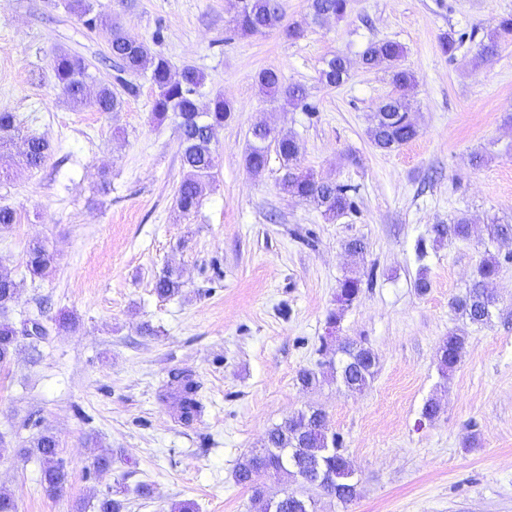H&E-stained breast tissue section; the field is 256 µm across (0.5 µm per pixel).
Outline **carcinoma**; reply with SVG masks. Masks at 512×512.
I'll return each instance as SVG.
<instances>
[{
	"label": "carcinoma",
	"mask_w": 512,
	"mask_h": 512,
	"mask_svg": "<svg viewBox=\"0 0 512 512\" xmlns=\"http://www.w3.org/2000/svg\"><path fill=\"white\" fill-rule=\"evenodd\" d=\"M235 29L242 35H255L284 28L292 39L304 33L309 23L320 24L328 17L341 19L347 12L348 0H309L305 19L283 26L284 13L281 0H237ZM65 7L79 16L91 29L106 33L112 57L122 70L136 73L149 80L155 92L152 107L154 120L162 122L172 112L180 118L181 164L184 175L176 191L178 209L189 214L199 205L205 190L214 182L218 168L216 153L212 148L215 128L224 125L233 112L232 105L218 93L210 99L207 111L199 109L197 95L204 84V75L192 66L173 70L164 56L154 54L148 45L118 20H109L94 13L92 0H64ZM512 41V14L505 15L489 30L486 39L478 44L475 60L496 54L501 46ZM403 47L393 41L369 43L362 52V61L370 68L383 66L390 73L391 83L398 89L415 83V75L398 66ZM58 86L67 100L75 107L86 104L99 112H117L122 100L109 86L100 87L89 95L88 64L75 54L64 50L54 53L51 62ZM321 82L328 87L341 85L348 77L347 59L334 55L324 61L319 72ZM257 85L269 97L284 98L287 104L305 105V90L300 85L285 86L281 76L272 69L257 75ZM410 103L402 96H391L383 101L374 115L369 137L376 148L392 151L418 135ZM275 143L282 160L283 189L310 201L323 209L324 214L335 218L351 209L352 201L347 188L315 178L300 171L297 163L298 145L294 137L284 134L274 136L272 130L257 124L252 128L251 141L246 155L248 169L255 174L263 172L268 164L270 143ZM0 145L17 147L25 165L40 168L51 153L49 141L42 137L25 136L16 123L15 115L0 111ZM432 232L438 239L448 236L466 239L471 225L463 217L448 224H435ZM54 261V255L41 241L31 243L27 249L26 269L31 279L43 277ZM500 263L493 256L483 258L478 267V279L464 295L451 302L452 308L474 325L491 321L497 296L490 285L496 278ZM361 279L352 269L339 282L337 301L351 305L360 291ZM180 274L166 270L155 282L154 290L160 296L171 297L181 292ZM18 284L10 277L0 275V316L15 302ZM20 342V328L7 319H0V365L11 360ZM466 338L448 335L440 355V370L446 377L459 362L465 349ZM374 350L356 340H344L334 352V357L321 364V369H303L297 379L302 387L312 389L330 376L339 380L351 391H362L374 379L378 366ZM171 384L179 394V420L185 425L197 421L204 406L198 398V383L181 372L172 374ZM25 453L42 462L41 483L47 495L57 494L68 481V471L58 457L56 438L47 432L38 434L29 442ZM342 443L338 435L330 432L326 412L310 406L288 417L266 433L258 448L250 449L235 470L236 482L253 492V500L264 497V480L276 479L283 484L281 498L288 504L286 512H316V501L311 490H319L329 497L346 504L357 495V482L339 478L342 470Z\"/></svg>",
	"instance_id": "1"
}]
</instances>
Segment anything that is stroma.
Segmentation results:
<instances>
[{
    "mask_svg": "<svg viewBox=\"0 0 512 512\" xmlns=\"http://www.w3.org/2000/svg\"><path fill=\"white\" fill-rule=\"evenodd\" d=\"M175 68L203 72L200 105L224 94L234 111L215 133L220 167L194 213L182 214L176 119L153 121L143 77L121 71L105 35L89 29L63 0H0V109L23 133L50 141L45 165L10 168L0 205L17 222L0 229V272L19 285L13 322L40 318L36 344L20 340L0 366V489L18 512H98L114 483L127 492L122 512H254L252 491L234 471L267 431L298 410L319 406L339 434L358 483L350 503L319 496L318 512H512V240L493 241L487 224H512V42L475 62L476 45L512 0H349L342 19L292 40L274 30L241 36L235 0H95ZM461 45L446 56L440 38ZM404 48L415 83L404 95L419 134L390 152L369 137L373 114L395 88L380 68L361 64L372 41ZM83 57L89 88L106 85L118 112L72 106L51 69L56 51ZM340 54L349 78L329 88L323 62ZM302 85L306 107L260 92V70ZM259 122L293 135L299 164L354 188L355 207L329 218L285 193L281 160L269 151L252 174L245 155ZM484 157L472 163L474 154ZM108 192H100L101 177ZM469 238L435 241L431 228L456 217ZM366 245L360 292L339 306L351 267L344 245ZM46 241L55 263L42 280L24 275L30 242ZM503 264L490 324L456 314L486 254ZM181 272L179 295L161 297L163 270ZM430 287L419 293L418 276ZM340 336L365 341L379 357L363 392L328 379L297 382L316 368L330 312ZM75 316L76 328L59 319ZM465 336L450 377L438 349ZM192 374L204 411L192 425L175 416L171 371ZM440 411L422 416L429 399ZM53 434L69 472L47 496L41 463L20 450ZM109 449L96 471L92 445ZM148 485L150 496L137 493Z\"/></svg>",
    "mask_w": 512,
    "mask_h": 512,
    "instance_id": "obj_1",
    "label": "stroma"
}]
</instances>
